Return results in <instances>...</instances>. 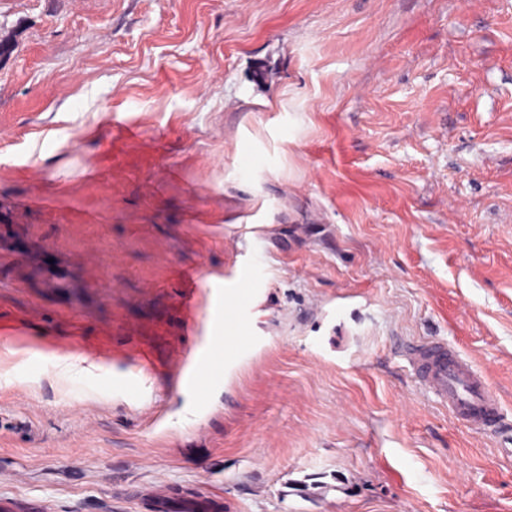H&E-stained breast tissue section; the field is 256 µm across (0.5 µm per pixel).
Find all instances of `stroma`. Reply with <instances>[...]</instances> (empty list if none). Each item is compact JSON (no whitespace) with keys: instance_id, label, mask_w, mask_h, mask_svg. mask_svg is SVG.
Listing matches in <instances>:
<instances>
[{"instance_id":"stroma-1","label":"stroma","mask_w":512,"mask_h":512,"mask_svg":"<svg viewBox=\"0 0 512 512\" xmlns=\"http://www.w3.org/2000/svg\"><path fill=\"white\" fill-rule=\"evenodd\" d=\"M424 339L512 420V0H0V512H512ZM213 326L217 332L215 337L219 353L231 354L235 351L238 347V329L234 326L229 305L214 314ZM421 389L432 395L464 426L487 435H500L510 426L500 399L477 366L441 341L411 343L405 351Z\"/></svg>"}]
</instances>
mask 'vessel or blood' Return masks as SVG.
Returning a JSON list of instances; mask_svg holds the SVG:
<instances>
[{
	"label": "vessel or blood",
	"mask_w": 512,
	"mask_h": 512,
	"mask_svg": "<svg viewBox=\"0 0 512 512\" xmlns=\"http://www.w3.org/2000/svg\"><path fill=\"white\" fill-rule=\"evenodd\" d=\"M405 358L421 389L464 426L487 435L512 427L502 404L477 366L441 341L408 345Z\"/></svg>",
	"instance_id": "obj_1"
}]
</instances>
